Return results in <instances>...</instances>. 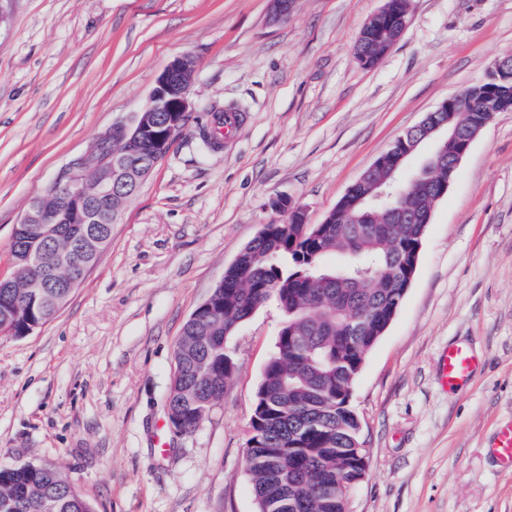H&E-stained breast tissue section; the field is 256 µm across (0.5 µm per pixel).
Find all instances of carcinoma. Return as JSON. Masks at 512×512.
<instances>
[{
  "mask_svg": "<svg viewBox=\"0 0 512 512\" xmlns=\"http://www.w3.org/2000/svg\"><path fill=\"white\" fill-rule=\"evenodd\" d=\"M136 159L156 150L147 135L131 146ZM437 179L401 187L400 209L408 216L395 224L387 210L360 205L334 224L307 230L291 221L267 224L261 236L240 251L224 271L217 300L219 316L186 321L175 346L180 376L177 389L199 400H219L236 362L228 339L267 303L277 304L283 321L276 350L257 388L250 421L247 470L258 512H346L357 474L366 468L359 416L352 387L366 354L378 341L385 320L404 299V279L422 245L440 199ZM47 243L41 272L51 270L55 244L69 238L98 239L104 225L69 219L57 225ZM27 225H17L11 272L0 278V335L20 338L53 319L72 290L59 288L57 301L7 284L34 273L24 258L38 249ZM340 252L335 267L324 258ZM344 489L336 492V478ZM52 498L58 512H94L55 468L0 466V512H42Z\"/></svg>",
  "mask_w": 512,
  "mask_h": 512,
  "instance_id": "obj_1",
  "label": "carcinoma"
}]
</instances>
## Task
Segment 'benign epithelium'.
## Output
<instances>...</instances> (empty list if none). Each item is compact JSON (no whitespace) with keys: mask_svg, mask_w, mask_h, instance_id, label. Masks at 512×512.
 I'll list each match as a JSON object with an SVG mask.
<instances>
[{"mask_svg":"<svg viewBox=\"0 0 512 512\" xmlns=\"http://www.w3.org/2000/svg\"><path fill=\"white\" fill-rule=\"evenodd\" d=\"M195 60L189 54L173 58L155 80L147 102L130 121L115 123L92 146L89 155L72 159L57 176L48 192L36 200L21 220L34 225L40 234L49 232L51 225L64 222L67 215L80 213L86 219L100 224H116L122 204L136 194L159 160L165 155L167 142L182 130L181 117L193 111L191 78ZM481 93L465 88L440 103L428 112L423 120L406 131L393 143V147L381 154L371 166L388 167L394 175H400L408 159L419 147V140L426 138L434 143L435 151L411 176L416 182L430 166L448 161V178L439 185L440 194H445L453 180L462 158L469 151L479 131L461 132L448 129L439 120L442 112L479 111L488 116L502 111L497 92L512 85V54L495 60L481 81ZM157 134L160 149L146 166L132 159L130 145L143 134ZM376 192L364 196L360 203L375 207L380 201L392 202L398 192L396 183L374 184ZM273 207L288 211L291 221L306 223L305 211L293 207L286 199H278ZM86 245L76 243L69 250L55 255L64 266H77L82 273L89 272L83 263Z\"/></svg>","mask_w":512,"mask_h":512,"instance_id":"benign-epithelium-1","label":"benign epithelium"}]
</instances>
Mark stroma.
I'll use <instances>...</instances> for the list:
<instances>
[{"instance_id": "35a3bbf8", "label": "stroma", "mask_w": 512, "mask_h": 512, "mask_svg": "<svg viewBox=\"0 0 512 512\" xmlns=\"http://www.w3.org/2000/svg\"><path fill=\"white\" fill-rule=\"evenodd\" d=\"M383 0H0V277L16 224L68 163L195 59L191 112L112 238L50 322L0 338V465L60 470L96 512H257L246 471L257 387L282 320L229 340L237 369L192 433L168 425L175 342L239 251L286 213H328L426 112L512 53V0H410L371 67L354 44ZM245 105L203 150L213 111ZM466 345L470 384L437 380ZM351 402L367 468L350 512H512L492 454L512 423V112L496 113L427 227L411 286ZM407 15H408V13H407ZM407 15H406L405 18H400L399 23H394V22H392V23H382L379 26V28H369V29H367L366 30V34L368 36L367 42L369 44L370 43H374L375 40H378L379 34H375V30H377V29H380L383 33H385L386 29H392L393 28L396 31V36L392 40L391 46L387 48V50L385 51V53L382 56L374 57L372 55L364 54V55H361V56L357 57L356 60L362 66H365V67H369V66H372V65L376 64L386 54V52L402 37V35H403V33H404L405 29H406V26H407ZM475 368L476 359L467 346H449L439 359L437 380L446 389L462 388L472 380Z\"/></svg>"}]
</instances>
